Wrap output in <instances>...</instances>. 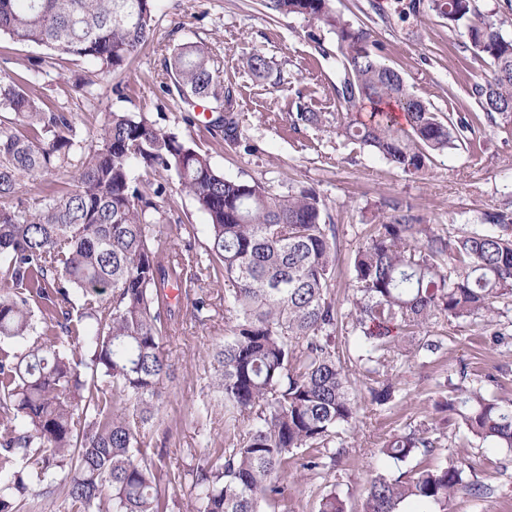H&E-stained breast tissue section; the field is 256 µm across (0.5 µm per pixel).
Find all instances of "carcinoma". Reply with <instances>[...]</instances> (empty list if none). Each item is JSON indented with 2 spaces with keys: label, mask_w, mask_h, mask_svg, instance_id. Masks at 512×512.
I'll return each mask as SVG.
<instances>
[{
  "label": "carcinoma",
  "mask_w": 512,
  "mask_h": 512,
  "mask_svg": "<svg viewBox=\"0 0 512 512\" xmlns=\"http://www.w3.org/2000/svg\"><path fill=\"white\" fill-rule=\"evenodd\" d=\"M272 14L308 22L315 48L336 53L341 109L336 136L369 147L405 174L433 155L470 142L477 114L441 116L381 60L368 26H355L332 0H263ZM461 29L490 76L471 93L487 119L512 114V38L477 0H429ZM336 37L332 51L315 30ZM123 70L155 36V0H0V37ZM244 67L268 72L252 53ZM162 92L185 111L222 112L209 129L242 146L230 95L210 47L189 41L164 58ZM27 82L0 72V512L32 497H61L69 512H171L168 489L182 472L144 456L146 429L159 423V383L170 363L163 341L184 321H215L201 281H224V344L212 353L208 387L224 408V448L192 471L190 512H261L284 498L288 471L318 475L346 453L342 435L358 418L356 369L373 378V403L395 400V349L436 361L439 322L485 318L512 301V206H494L478 228L450 232L412 208L380 202L378 223L357 248L350 289L336 299L338 246L328 204L312 188L277 190L224 175L209 153L145 112H111L86 139L74 115L44 106ZM78 157L72 187L27 205L36 181ZM176 182H169V174ZM185 194L207 217L208 244L194 226L172 223L159 199ZM347 311H342V308ZM343 331L346 336L339 337ZM448 379V434L430 423L391 436L394 463L425 460L466 431L512 448V400L488 392L489 375ZM461 493L462 462L377 473L362 512H405L409 502L448 512ZM318 512H347L331 489Z\"/></svg>",
  "instance_id": "carcinoma-1"
}]
</instances>
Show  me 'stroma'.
Wrapping results in <instances>:
<instances>
[{
  "instance_id": "obj_1",
  "label": "stroma",
  "mask_w": 512,
  "mask_h": 512,
  "mask_svg": "<svg viewBox=\"0 0 512 512\" xmlns=\"http://www.w3.org/2000/svg\"><path fill=\"white\" fill-rule=\"evenodd\" d=\"M409 0H334L337 12L356 25L373 29L386 64L402 74L409 90L442 113H475L473 83L491 73L475 56L460 30L435 12L407 13ZM156 36L120 73L101 75L92 62L58 64L49 51L0 39V71L33 82L50 109L74 113L77 131L88 136L109 112H146L160 125L196 141L226 176L256 178L274 188H314L323 197L338 227L336 296L344 298L351 259L374 221L379 202L390 199L411 206L426 223L441 228L473 224L481 212L512 202V116L496 124L479 122L468 148L436 155L419 174H405L370 150L344 143L330 131L339 110L335 58L322 57L308 36L306 22L295 16L274 17L262 0H156ZM202 41L212 49L224 87L239 120L243 148H225L207 127L213 112H183L160 86L163 58L186 41ZM256 52L265 57L270 75L258 79L243 59ZM122 94H115V84ZM323 113L326 122H298V106ZM447 350L437 362L420 364L398 356L399 395L384 406L362 403L347 440V453L334 471L317 476L291 471L285 499L275 512H316L332 485L350 491L348 512H361L370 476L397 475L384 457L383 442L398 430L440 420L437 401L447 395L448 377L490 375L500 395L512 399V344L496 342L482 318L454 328L439 324ZM224 340L223 325L186 324L163 349L173 365L160 383L161 424L149 429L145 455L156 464L190 473L206 449L197 436L196 413L212 401L208 377L211 353ZM439 461L463 460L467 481L489 487L484 497L460 495L448 512H512V450L478 443L439 450Z\"/></svg>"
}]
</instances>
